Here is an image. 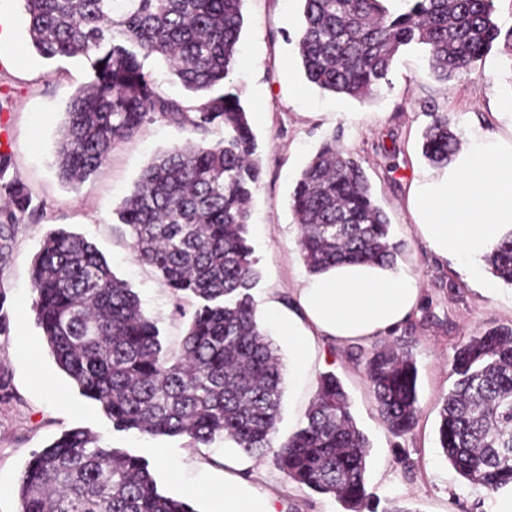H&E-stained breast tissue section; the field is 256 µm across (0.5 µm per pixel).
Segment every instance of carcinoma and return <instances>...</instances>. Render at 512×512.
Returning a JSON list of instances; mask_svg holds the SVG:
<instances>
[{
    "label": "carcinoma",
    "instance_id": "carcinoma-1",
    "mask_svg": "<svg viewBox=\"0 0 512 512\" xmlns=\"http://www.w3.org/2000/svg\"><path fill=\"white\" fill-rule=\"evenodd\" d=\"M27 35L44 59L83 58L90 81L70 98L56 162L67 182L94 175L116 142L158 114L212 145L175 147L155 158L116 206L135 260L152 267L194 311L176 353L164 349L138 294L83 236L58 228L32 260L37 325L58 368L102 405L119 432L217 438L249 456L273 452L300 487L364 512L370 444L340 380H317L305 421L278 447L282 368L257 316L260 281L248 241L249 202L262 180L258 143L239 90L228 80L240 52L243 0H23ZM298 56L305 78L365 99L388 81L396 55L418 47L446 82L475 70L497 42L512 62V30L501 33L493 0H301ZM159 56L201 96L194 112L163 95L144 61ZM422 153L444 166L460 142L448 113L430 111ZM0 231L19 223L31 199L0 187ZM291 207L300 258L311 274L343 262L392 266L396 246L360 162L325 140L296 180ZM512 286V238L485 256ZM382 421L394 437L419 419L416 362L409 350H374L365 361ZM456 380L443 398L440 448L471 486L495 493L512 483V328L472 336L452 358ZM20 512H197L163 492L149 463L99 444L82 429L32 453Z\"/></svg>",
    "mask_w": 512,
    "mask_h": 512
}]
</instances>
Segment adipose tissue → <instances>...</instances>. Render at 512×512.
Here are the masks:
<instances>
[{"label":"adipose tissue","instance_id":"1","mask_svg":"<svg viewBox=\"0 0 512 512\" xmlns=\"http://www.w3.org/2000/svg\"><path fill=\"white\" fill-rule=\"evenodd\" d=\"M407 210L436 257L479 274L493 245L512 233V124L471 134L448 166L422 171L409 187ZM419 298L418 280L406 270L347 263L299 277L296 310L276 324L300 369L321 344H365L387 333ZM213 500L214 512H276L273 494L242 491L231 477Z\"/></svg>","mask_w":512,"mask_h":512}]
</instances>
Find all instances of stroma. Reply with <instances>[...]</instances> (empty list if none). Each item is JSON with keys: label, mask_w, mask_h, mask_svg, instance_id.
Wrapping results in <instances>:
<instances>
[{"label": "stroma", "mask_w": 512, "mask_h": 512, "mask_svg": "<svg viewBox=\"0 0 512 512\" xmlns=\"http://www.w3.org/2000/svg\"><path fill=\"white\" fill-rule=\"evenodd\" d=\"M242 14L241 52L231 81L249 111L263 170L248 226L261 275L257 304L287 302L304 269L290 195L312 155L331 137L360 159L390 221L396 263L416 275L421 288L417 315L396 330L366 345L325 343L308 368L284 372L276 440L284 442L297 429L318 377L334 373L370 443L367 491L378 512L396 504L410 512H487L489 495L471 490L438 446V412L455 380L456 348L471 336L512 328V287L503 284L497 296H485L477 278L434 256L413 229L406 197L414 173L430 167L421 154L427 106L448 113L463 141L477 131L505 129L512 113V64L495 48L476 65L482 80L468 76L443 83L433 77L421 49L407 48L395 57L388 84L355 100L306 80L296 47L299 0H243ZM0 16L15 33L13 45L0 47V146L11 154L8 178L31 198L0 257V296L10 316L8 332L0 333V379L7 384L0 395V512H19V482L32 453L78 427L104 445L145 458L160 488L189 496L196 512H210L229 460L244 474L242 487L277 494L280 512H344L334 497L289 483L272 455L246 456L220 439L195 448L186 437L114 431L100 404L59 370L35 321L29 276L46 233L64 227L93 243L137 292L164 347L178 350L187 320L158 273L135 261L114 209L157 154L188 142H214L221 134L204 137L155 114L132 138L114 145L95 175L81 183L63 181L54 154L67 103L88 81L86 66L78 58L46 60L29 49L22 0H0ZM384 346L408 348L417 362L419 423L404 437L386 431L366 383L365 358Z\"/></svg>", "instance_id": "obj_1"}]
</instances>
